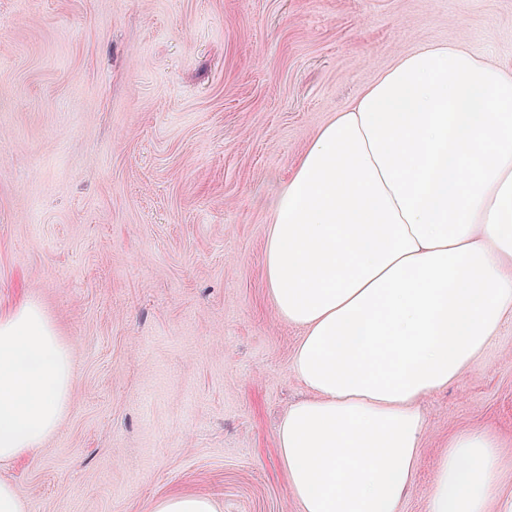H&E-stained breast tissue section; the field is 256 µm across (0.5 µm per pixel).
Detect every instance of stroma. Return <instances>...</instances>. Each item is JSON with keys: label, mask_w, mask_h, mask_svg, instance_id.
I'll list each match as a JSON object with an SVG mask.
<instances>
[{"label": "stroma", "mask_w": 512, "mask_h": 512, "mask_svg": "<svg viewBox=\"0 0 512 512\" xmlns=\"http://www.w3.org/2000/svg\"><path fill=\"white\" fill-rule=\"evenodd\" d=\"M458 40L511 68L512 0H0V307L42 306L74 365L61 426L0 465L25 512H298L270 200L381 72ZM422 408L399 512H428L449 431L512 436V320ZM150 512H218L216 501L208 496L176 493L153 501Z\"/></svg>", "instance_id": "1"}]
</instances>
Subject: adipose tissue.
I'll return each instance as SVG.
<instances>
[{"label": "adipose tissue", "instance_id": "1", "mask_svg": "<svg viewBox=\"0 0 512 512\" xmlns=\"http://www.w3.org/2000/svg\"><path fill=\"white\" fill-rule=\"evenodd\" d=\"M268 295L306 390L276 431L299 512H398L421 400L512 318V69L461 42L397 59L320 127L272 205ZM73 368L35 302L0 310V464L42 447ZM483 424L454 430L428 512H512Z\"/></svg>", "mask_w": 512, "mask_h": 512}]
</instances>
